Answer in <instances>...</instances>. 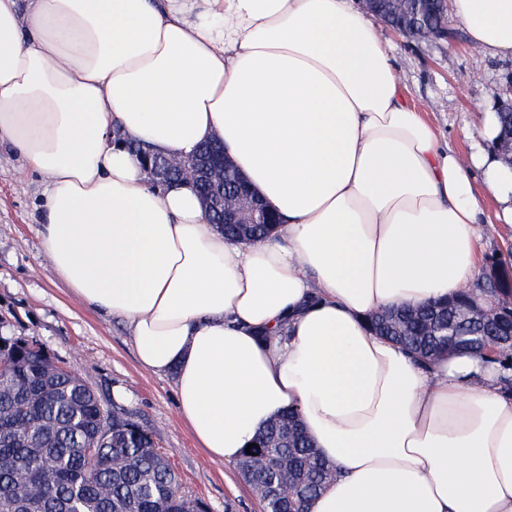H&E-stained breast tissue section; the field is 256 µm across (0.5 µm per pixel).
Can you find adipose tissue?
Masks as SVG:
<instances>
[{
  "mask_svg": "<svg viewBox=\"0 0 512 512\" xmlns=\"http://www.w3.org/2000/svg\"><path fill=\"white\" fill-rule=\"evenodd\" d=\"M472 46L512 53V0H453ZM496 113L481 110L484 143ZM217 139L277 213L224 237L135 140ZM443 149L356 0H0V147L44 182L56 276L125 323L211 458L295 411L336 468L311 512H512V399L475 352L423 366L372 313L444 301L481 265L483 199L512 167Z\"/></svg>",
  "mask_w": 512,
  "mask_h": 512,
  "instance_id": "1",
  "label": "adipose tissue"
}]
</instances>
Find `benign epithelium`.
<instances>
[{
    "mask_svg": "<svg viewBox=\"0 0 512 512\" xmlns=\"http://www.w3.org/2000/svg\"><path fill=\"white\" fill-rule=\"evenodd\" d=\"M363 2L367 10L382 18L383 22L395 32L418 40L448 38L447 0H403L406 16L410 20L408 25L384 18L380 0H363ZM174 167L188 182L195 184L204 181L215 188V192L207 195L206 204L223 211L224 223L237 224L242 229L253 224L268 223L267 208L254 196L242 176H236V182L231 191L226 193L216 191L229 167L226 155L222 154L219 146H213L204 158L194 160L159 158L146 167V172L150 182L160 183L166 180ZM267 489L285 503L296 499L294 485L286 477L276 484L268 485Z\"/></svg>",
    "mask_w": 512,
    "mask_h": 512,
    "instance_id": "1",
    "label": "benign epithelium"
}]
</instances>
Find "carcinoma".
<instances>
[{
  "label": "carcinoma",
  "instance_id": "obj_1",
  "mask_svg": "<svg viewBox=\"0 0 512 512\" xmlns=\"http://www.w3.org/2000/svg\"><path fill=\"white\" fill-rule=\"evenodd\" d=\"M489 293L500 314L494 324L459 317L471 303L464 292L423 312L404 307L379 315L371 326L425 361L447 346L473 351L475 340L512 328V281L503 279ZM444 317L458 329L448 341L430 331ZM487 355L505 372L503 392L512 397V340L500 337ZM285 422L293 429L289 447H268ZM93 443L100 449L91 460L86 449ZM252 443L237 467L269 480L288 475L308 505L336 477L292 411ZM153 445L148 430L109 409L35 338L0 332V512H206L203 503L177 493V476Z\"/></svg>",
  "mask_w": 512,
  "mask_h": 512
}]
</instances>
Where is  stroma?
<instances>
[{
    "mask_svg": "<svg viewBox=\"0 0 512 512\" xmlns=\"http://www.w3.org/2000/svg\"><path fill=\"white\" fill-rule=\"evenodd\" d=\"M376 30L391 48L411 102L427 113L442 146L470 155L478 139L476 107L504 101L502 82L512 72V55L479 53L453 16L446 40H416L381 22ZM43 192L40 176L18 156L0 153V321L13 335L36 337L105 403L149 430L182 492L204 502L207 512H262L236 465L212 460L198 448L179 415L171 380L139 367L124 324L91 308L56 277L37 234ZM484 209L475 289L494 259L512 254V224L496 221L493 197H486Z\"/></svg>",
    "mask_w": 512,
    "mask_h": 512,
    "instance_id": "obj_1",
    "label": "stroma"
}]
</instances>
